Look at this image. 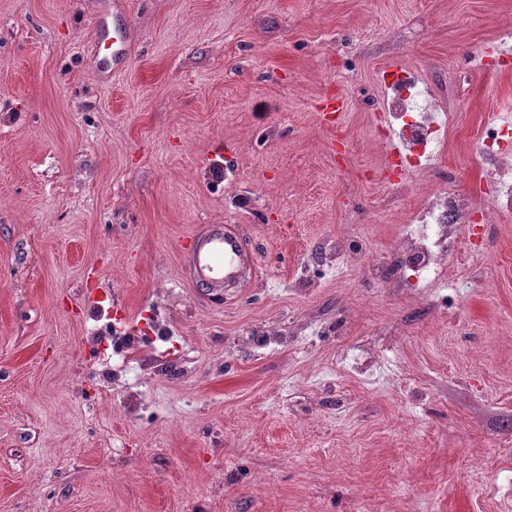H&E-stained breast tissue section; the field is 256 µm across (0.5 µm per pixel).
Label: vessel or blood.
Listing matches in <instances>:
<instances>
[{"mask_svg":"<svg viewBox=\"0 0 512 512\" xmlns=\"http://www.w3.org/2000/svg\"><path fill=\"white\" fill-rule=\"evenodd\" d=\"M189 269L196 283L220 294L253 278L257 259L237 225L210 224L196 239Z\"/></svg>","mask_w":512,"mask_h":512,"instance_id":"vessel-or-blood-1","label":"vessel or blood"}]
</instances>
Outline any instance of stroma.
Returning a JSON list of instances; mask_svg holds the SVG:
<instances>
[{
  "label": "stroma",
  "instance_id": "35a3bbf8",
  "mask_svg": "<svg viewBox=\"0 0 512 512\" xmlns=\"http://www.w3.org/2000/svg\"><path fill=\"white\" fill-rule=\"evenodd\" d=\"M98 9L0 0V512H512V212L479 151L512 0H126L106 79ZM395 62L451 117L398 177ZM444 189L466 243L423 285L395 244ZM204 224L254 281L192 285ZM347 236L368 262L323 268Z\"/></svg>",
  "mask_w": 512,
  "mask_h": 512
}]
</instances>
